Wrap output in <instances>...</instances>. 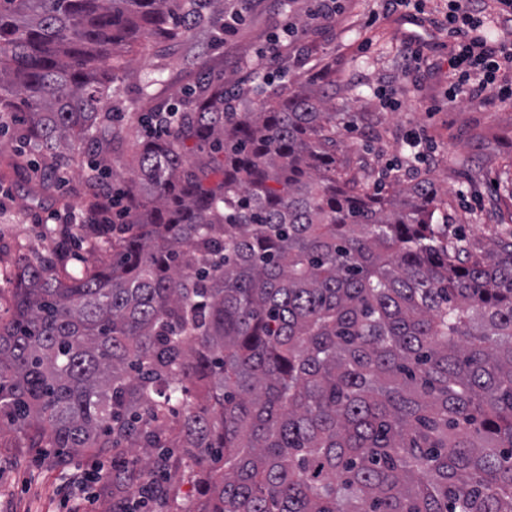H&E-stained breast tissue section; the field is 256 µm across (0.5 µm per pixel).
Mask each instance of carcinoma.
I'll return each mask as SVG.
<instances>
[{
    "label": "carcinoma",
    "instance_id": "cac0c4a2",
    "mask_svg": "<svg viewBox=\"0 0 512 512\" xmlns=\"http://www.w3.org/2000/svg\"><path fill=\"white\" fill-rule=\"evenodd\" d=\"M226 0H0V115L41 148L38 188L87 150L81 227L120 145L97 63L121 35L206 27ZM204 76L136 144L112 260L63 281L68 231L19 258L0 321V422L60 462L204 467L203 512H512V233L447 243L422 177L370 192L336 159L323 87ZM200 148L191 157L187 142Z\"/></svg>",
    "mask_w": 512,
    "mask_h": 512
}]
</instances>
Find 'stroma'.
<instances>
[{
  "instance_id": "stroma-1",
  "label": "stroma",
  "mask_w": 512,
  "mask_h": 512,
  "mask_svg": "<svg viewBox=\"0 0 512 512\" xmlns=\"http://www.w3.org/2000/svg\"><path fill=\"white\" fill-rule=\"evenodd\" d=\"M341 11L310 26L296 43L301 53L289 61L287 46L276 43L282 28L306 18L315 0H247L244 24L213 43L208 30L184 32L172 39L125 43L117 53V85L125 106L115 115L126 148L110 157L113 188L138 170L134 145L145 133L142 119L160 102L175 103L193 89L200 73L247 85L282 86L299 80L328 88L340 110L336 156L368 187L393 180L408 183L419 176L433 178L444 204L435 215L446 236L492 248L505 233L512 200L501 184L512 178V103L496 98L473 101L449 99L455 77L448 66L446 31L419 23L413 8L397 11L383 0H343ZM418 38L424 60L419 69L403 65L404 46ZM397 107L385 105V96ZM16 118L0 123V319L12 313V295L19 254L51 253L58 232L50 218L69 211L85 212L82 183L87 156H78L63 182L50 192L32 195L29 173H13L9 158L20 144ZM420 135L429 146L427 157L415 161L407 145ZM112 257V237L94 239L77 233L61 277H77ZM108 460L86 454L74 463L58 465L53 453L30 448L20 434L0 427V512H71L80 494L66 480L76 470ZM163 499L150 502L149 512H198L202 505L197 479L171 472Z\"/></svg>"
}]
</instances>
